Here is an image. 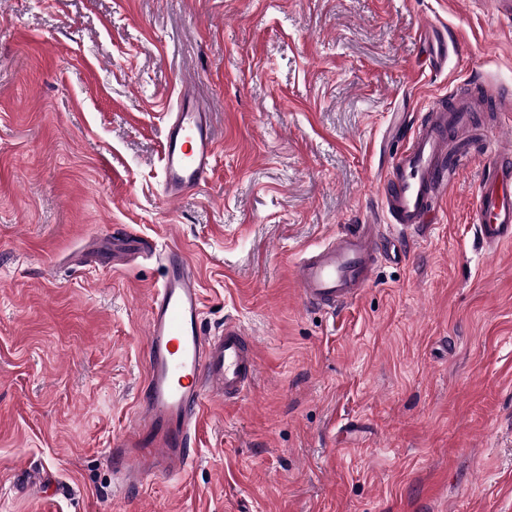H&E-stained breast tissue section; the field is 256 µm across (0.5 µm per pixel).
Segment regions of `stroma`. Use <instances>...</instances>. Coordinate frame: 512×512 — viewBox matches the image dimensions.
<instances>
[{"label": "stroma", "instance_id": "obj_1", "mask_svg": "<svg viewBox=\"0 0 512 512\" xmlns=\"http://www.w3.org/2000/svg\"><path fill=\"white\" fill-rule=\"evenodd\" d=\"M476 77L512 89L490 0H0V512H512V244L475 235L484 156L340 314L294 277L382 221L403 133ZM183 92L216 164L169 202ZM127 236L189 252L204 331L239 323L259 371L210 402L184 474L117 497L161 270L76 256Z\"/></svg>", "mask_w": 512, "mask_h": 512}]
</instances>
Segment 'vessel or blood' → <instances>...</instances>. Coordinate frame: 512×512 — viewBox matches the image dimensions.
<instances>
[{
    "instance_id": "1",
    "label": "vessel or blood",
    "mask_w": 512,
    "mask_h": 512,
    "mask_svg": "<svg viewBox=\"0 0 512 512\" xmlns=\"http://www.w3.org/2000/svg\"><path fill=\"white\" fill-rule=\"evenodd\" d=\"M490 110L496 113L495 127L512 122L507 96L492 104L481 92L452 90L429 107L381 179L386 225H349L297 263L295 277L305 303L338 312L357 299L384 258V228L399 238L426 231L477 150L487 157L474 211L477 232L490 250L512 243V142L481 132L480 115ZM215 160L207 112L180 101L162 149L166 197L198 189ZM162 267L149 296L145 392L130 429L112 448L125 480L137 483L183 474L206 401L238 400L258 373L255 343L239 324L225 323L218 336L203 332L204 299L194 262L170 249Z\"/></svg>"
}]
</instances>
